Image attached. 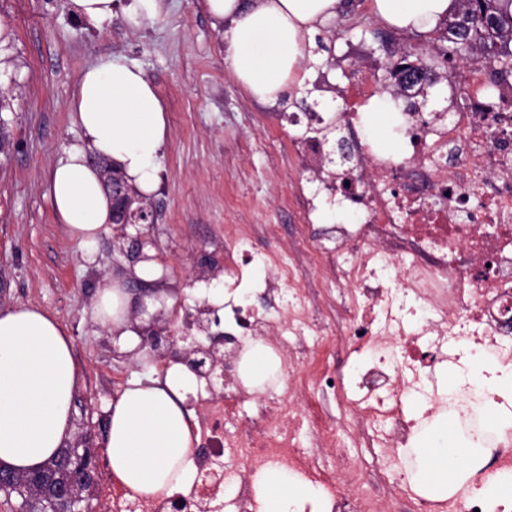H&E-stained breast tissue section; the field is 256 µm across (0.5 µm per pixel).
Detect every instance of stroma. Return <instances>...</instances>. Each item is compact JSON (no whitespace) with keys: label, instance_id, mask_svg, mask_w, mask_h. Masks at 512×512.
I'll return each instance as SVG.
<instances>
[{"label":"stroma","instance_id":"1","mask_svg":"<svg viewBox=\"0 0 512 512\" xmlns=\"http://www.w3.org/2000/svg\"><path fill=\"white\" fill-rule=\"evenodd\" d=\"M370 4L351 0L347 15L318 25L323 50L305 62L303 80L270 104L233 78L220 27L201 0H169L166 14L138 29L118 13L103 32L74 16L69 0H0V119L11 140L9 155H0V310L35 305L66 329L84 375L75 424L103 414L132 376L163 367L146 350L125 356L95 318L98 290L128 266L112 234L84 257L53 211L50 172L84 141L70 110L83 71L102 56L126 57L163 104L167 139L151 196L159 205L153 235L183 296L166 310L169 327L184 336L180 316L202 304L201 289L216 275L210 264L223 262L237 225H278L277 241L256 236L261 249L291 247L304 230L297 200L313 171L294 158L292 114L307 103L321 113L340 110L360 72L393 90L387 62L412 46L423 50L438 81L417 97H400V108L449 110L440 42L398 33L381 44Z\"/></svg>","mask_w":512,"mask_h":512}]
</instances>
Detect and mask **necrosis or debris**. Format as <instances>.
<instances>
[{
	"mask_svg": "<svg viewBox=\"0 0 512 512\" xmlns=\"http://www.w3.org/2000/svg\"><path fill=\"white\" fill-rule=\"evenodd\" d=\"M488 69L462 64L451 112L429 120L395 114L392 131L402 150L393 155L363 134L379 87L364 78L355 83L347 111L335 116L349 156L303 199L308 220L324 202L349 215L324 225L308 252L339 290L325 346L344 350L341 366L293 370L270 397L246 389L240 369L250 342L272 332L282 338L280 361L305 356L318 321L298 275L299 249L260 251L244 231L225 254L224 303L211 311L224 323V389L199 401L194 480L159 501L129 500L103 483L108 512H251L260 474L280 467L295 483L320 489L317 500L296 502V512H389L401 500L408 512L512 507V428L492 426L466 408L478 393L512 415V397L498 384L512 373V80L489 82ZM247 272L252 287L277 295L281 319L249 304ZM450 368L464 377L452 394L438 381ZM329 393L345 420L323 403ZM255 399L258 414L240 428L246 402ZM421 409L452 412L468 438L492 451L473 486L445 500L413 492L403 473L402 450ZM346 426L366 447L384 449L378 470L388 495L362 477L339 444ZM324 448L335 449V470L324 468Z\"/></svg>",
	"mask_w": 512,
	"mask_h": 512,
	"instance_id": "necrosis-or-debris-1",
	"label": "necrosis or debris"
}]
</instances>
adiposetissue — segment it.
Here are the masks:
<instances>
[{
	"label": "adipose tissue",
	"instance_id": "obj_1",
	"mask_svg": "<svg viewBox=\"0 0 512 512\" xmlns=\"http://www.w3.org/2000/svg\"><path fill=\"white\" fill-rule=\"evenodd\" d=\"M116 0H71L75 15L107 29ZM123 15L137 28L165 11V0H123ZM224 22L222 38L235 80L254 98L277 101L301 69L316 24L336 16L341 0H203ZM457 0H372L376 19L403 32L429 34L456 10ZM72 111L86 138L71 147L51 171L55 215L69 238L92 256L112 223V201L102 176L87 162L96 153L120 168L127 183L148 195L156 188L155 163L166 143L164 110L139 68L122 57L100 59L77 85ZM99 323L119 335L126 350L139 344L128 330L131 298L122 288L98 290ZM198 381L174 362L164 376H136L108 406L104 445L113 475L133 494L161 499L190 485L194 464L186 408ZM80 372L60 322L34 306L0 311V463L14 471L39 470L74 440L73 402ZM413 453L414 485L451 492L467 474L473 449L456 445L448 428H430ZM295 490L286 471H267L256 498L257 512H288Z\"/></svg>",
	"mask_w": 512,
	"mask_h": 512
}]
</instances>
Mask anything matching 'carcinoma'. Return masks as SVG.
I'll return each mask as SVG.
<instances>
[{"instance_id":"carcinoma-1","label":"carcinoma","mask_w":512,"mask_h":512,"mask_svg":"<svg viewBox=\"0 0 512 512\" xmlns=\"http://www.w3.org/2000/svg\"><path fill=\"white\" fill-rule=\"evenodd\" d=\"M437 39L447 43L442 56L448 76H454L461 60H488L502 71H512V0H459L458 10L436 28ZM398 91H423L421 84L434 82L431 64L416 51H405L390 63ZM92 451L63 448L44 467L29 477L8 479L12 470L0 465V496L15 501L16 512H46L58 488L75 480L77 460L94 465Z\"/></svg>"}]
</instances>
